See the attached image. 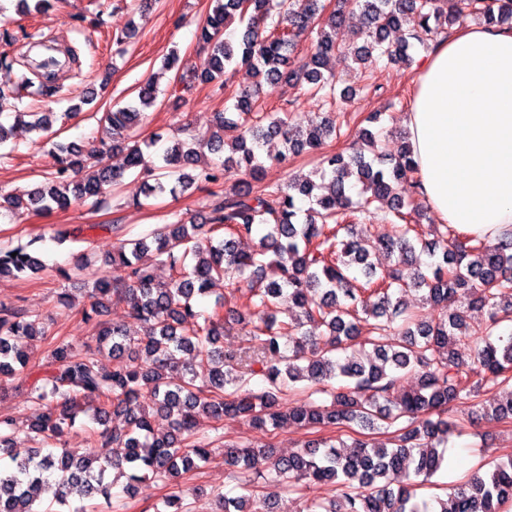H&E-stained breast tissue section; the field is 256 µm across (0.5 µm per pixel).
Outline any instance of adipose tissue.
<instances>
[{
  "label": "adipose tissue",
  "mask_w": 512,
  "mask_h": 512,
  "mask_svg": "<svg viewBox=\"0 0 512 512\" xmlns=\"http://www.w3.org/2000/svg\"><path fill=\"white\" fill-rule=\"evenodd\" d=\"M405 117L420 195L467 234L512 224V29L453 28L418 68Z\"/></svg>",
  "instance_id": "adipose-tissue-1"
}]
</instances>
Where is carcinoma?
I'll return each mask as SVG.
<instances>
[{
  "label": "carcinoma",
  "mask_w": 512,
  "mask_h": 512,
  "mask_svg": "<svg viewBox=\"0 0 512 512\" xmlns=\"http://www.w3.org/2000/svg\"><path fill=\"white\" fill-rule=\"evenodd\" d=\"M286 0H214L198 27L207 49L193 71L195 82L216 83L235 99L234 111L216 116V130L207 148L228 151L224 163L236 166L253 185L224 194L209 206L206 221L164 224L112 252L111 269L88 291L90 321L107 304L126 299L143 328L134 339L121 325L97 322L87 341L61 339L49 350L44 374L30 384L31 401L39 413L28 430L42 441H58L73 427L81 405L94 403L92 420L101 429L90 434L87 448H61L31 454L0 465V512H71V502L112 496V472L126 478L125 491L165 481L198 467L209 454L197 437L200 417L220 420L245 416L261 430L285 421L310 428L337 429L355 424L363 429L393 430V446L363 440L342 453L334 444H312L289 455L271 448L229 444L224 458L229 478L246 473L262 476L260 462L290 491L297 483L331 485V498L306 500L302 512H501L512 503V458L499 461L456 488L439 509L418 502L410 477L425 480L444 464L440 448L448 444V419L461 415L501 421L512 417V333L497 327L512 323V227L495 238L468 236L453 226L435 227L436 239L422 238L418 226L423 200L411 145L399 154L386 152L379 133L362 127L351 153L321 156L320 165L288 182H263L265 163L285 165L291 158L320 150L341 137L331 115L311 121L308 129L290 123L261 105L262 77L267 82L305 86L332 105L353 92L352 86L324 74L330 58L344 54L358 64L372 53L390 63H412L411 40L420 43L463 25L469 16L486 24L512 22V0H305L300 10L285 8ZM357 13L361 26L356 41L343 45L338 31ZM241 26L236 39L224 37L232 20ZM412 24L409 38L388 41L389 33ZM311 40L302 55V38ZM253 79L236 86L240 73ZM159 76L138 89L137 98L102 113L99 122L107 139L83 150L73 142H54L58 167L27 198L4 196L0 210L12 214H45L91 202L102 205L127 176L143 178L145 198L189 189L197 182L216 183L223 169L210 164L191 173L200 151L177 141L152 159L136 138L156 103ZM17 89L53 101L61 92L52 77L34 84L21 76ZM56 113L14 112V125L0 121V146L13 126L36 133L52 132ZM280 139L285 151L262 156L264 144ZM115 151L124 154L121 169L108 163ZM361 185L360 199L349 187ZM307 203L303 208L298 201ZM385 201L394 220L391 232L373 235L357 214ZM224 227L227 237L213 243L204 228ZM258 238L250 252L237 248L242 239ZM393 258L388 273L377 275L371 253ZM430 262L421 261L422 254ZM163 264L170 279L157 283L153 268ZM42 262L24 247L0 248V276L35 274ZM223 280L228 295L245 297L236 323L246 328L243 354L225 355L222 338L229 323L224 300L201 310L195 299ZM418 292V301L444 309L453 300L460 309L435 323L408 314L404 297ZM295 310L290 321L277 322L276 312ZM483 309L488 323L471 324V312ZM47 329L15 307L0 308V380L22 372L28 353L19 347L37 342ZM352 350L341 358L339 352ZM190 353L194 362L182 360ZM120 364L105 371L99 358ZM244 364L228 376L214 362ZM417 379L416 388L394 397L401 373ZM474 377L469 388L464 377ZM254 377L266 386L249 388ZM303 383L311 393H325L331 404L313 401L290 405V385ZM499 390L500 402L482 405L481 396ZM153 409L169 419L170 431L155 433L143 393ZM123 423L109 425L110 414ZM18 426L0 418V453L11 447ZM54 483L59 508H40L43 488Z\"/></svg>",
  "instance_id": "cac0c4a2"
}]
</instances>
